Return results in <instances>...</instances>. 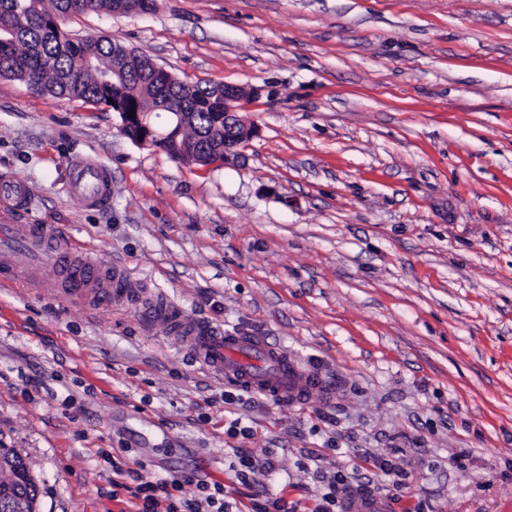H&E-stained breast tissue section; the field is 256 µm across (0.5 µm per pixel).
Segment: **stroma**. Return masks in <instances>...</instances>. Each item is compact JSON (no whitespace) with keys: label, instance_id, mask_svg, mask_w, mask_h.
Wrapping results in <instances>:
<instances>
[{"label":"stroma","instance_id":"obj_1","mask_svg":"<svg viewBox=\"0 0 512 512\" xmlns=\"http://www.w3.org/2000/svg\"><path fill=\"white\" fill-rule=\"evenodd\" d=\"M172 75L250 93L254 137L208 168L117 113L0 78V177L28 219L145 297L261 336L324 385L306 406L225 385L135 303L0 288V445L37 512H136L126 469L199 470L241 512H512V0H156L66 19ZM78 160L112 201L69 190ZM256 463L239 478V453ZM111 173L88 162L71 164L70 192L92 209H103L111 201ZM10 470H13L15 479L9 486L0 490V512H13L12 502L20 498L31 504V511L35 509L39 496V486L31 475V471L24 458L13 448H8Z\"/></svg>","mask_w":512,"mask_h":512}]
</instances>
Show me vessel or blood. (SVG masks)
Segmentation results:
<instances>
[{
    "label": "vessel or blood",
    "instance_id": "obj_1",
    "mask_svg": "<svg viewBox=\"0 0 512 512\" xmlns=\"http://www.w3.org/2000/svg\"><path fill=\"white\" fill-rule=\"evenodd\" d=\"M110 172L102 166L76 162L71 166V193L88 207L102 209L111 201ZM0 285L17 287L39 282L47 268L59 269L53 284L58 295L83 304L134 298L120 269L103 270L94 250L48 224H27L25 189L15 181L0 179ZM139 317L148 324L165 323L177 344L189 349L204 367L226 384L244 388L270 399H288L302 406L310 392L322 385L320 378L305 372L267 339L190 318L178 305L158 297L142 305Z\"/></svg>",
    "mask_w": 512,
    "mask_h": 512
}]
</instances>
